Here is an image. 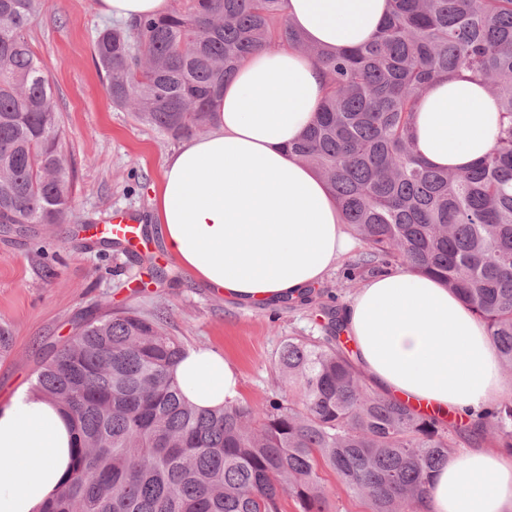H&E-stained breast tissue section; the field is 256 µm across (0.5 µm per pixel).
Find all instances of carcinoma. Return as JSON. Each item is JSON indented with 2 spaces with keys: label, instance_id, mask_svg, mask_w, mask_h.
<instances>
[{
  "label": "carcinoma",
  "instance_id": "1",
  "mask_svg": "<svg viewBox=\"0 0 512 512\" xmlns=\"http://www.w3.org/2000/svg\"><path fill=\"white\" fill-rule=\"evenodd\" d=\"M42 0H0V231L25 236L71 214L72 178L48 76L26 37ZM288 0H186L159 18L106 28L94 56L113 106L181 139L213 124L216 99L257 50L286 45L325 76L315 119L288 152L329 184L371 272L406 266L454 290L512 371V0H391L372 40L334 51L305 42ZM467 73L498 100L488 154L465 171L417 153L418 101ZM334 335L288 338L280 391L261 406L187 402L172 375L184 346L151 318L88 320L34 390L74 431L72 469L43 512H331L335 488L366 512H427L431 473L460 447L512 449V399L474 428L377 394Z\"/></svg>",
  "mask_w": 512,
  "mask_h": 512
}]
</instances>
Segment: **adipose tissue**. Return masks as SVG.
I'll use <instances>...</instances> for the list:
<instances>
[{
  "label": "adipose tissue",
  "mask_w": 512,
  "mask_h": 512,
  "mask_svg": "<svg viewBox=\"0 0 512 512\" xmlns=\"http://www.w3.org/2000/svg\"><path fill=\"white\" fill-rule=\"evenodd\" d=\"M129 23L164 15L170 0H98ZM391 0H289L291 25L312 44L360 45ZM324 93L318 65L273 46L249 57L224 86L212 130L167 154L153 199L165 249L206 287L252 304L303 300L335 269L350 241L327 183L289 155ZM496 99L466 74L435 81L420 98L413 138L439 168L464 169L490 151ZM357 359L386 396L468 418L508 387L485 324L433 277L399 267L367 279L340 312ZM185 398L216 409L241 397L236 364L187 348L174 368ZM72 432L52 401L18 388L0 406V512H43L71 466ZM430 512H512V449L468 448L437 469Z\"/></svg>",
  "instance_id": "1"
}]
</instances>
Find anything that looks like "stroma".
Wrapping results in <instances>:
<instances>
[{"label":"stroma","instance_id":"35a3bbf8","mask_svg":"<svg viewBox=\"0 0 512 512\" xmlns=\"http://www.w3.org/2000/svg\"><path fill=\"white\" fill-rule=\"evenodd\" d=\"M98 0H45L28 41L50 79L62 129L60 148L72 172L70 224H103L112 212L137 217L158 243L153 208L167 152L177 142L113 107L93 43L109 27ZM366 246L354 240L334 270L312 290L314 303L246 305L201 287L172 258L154 263L121 247L41 227L34 237L0 234V326L11 332L0 352V405L33 386L46 360L88 315L130 310L164 312L183 345H205L228 356L242 377L243 400L262 405L277 388L274 363L293 336H323L318 306L336 308L366 278L357 267ZM167 276L155 280V269Z\"/></svg>","mask_w":512,"mask_h":512}]
</instances>
